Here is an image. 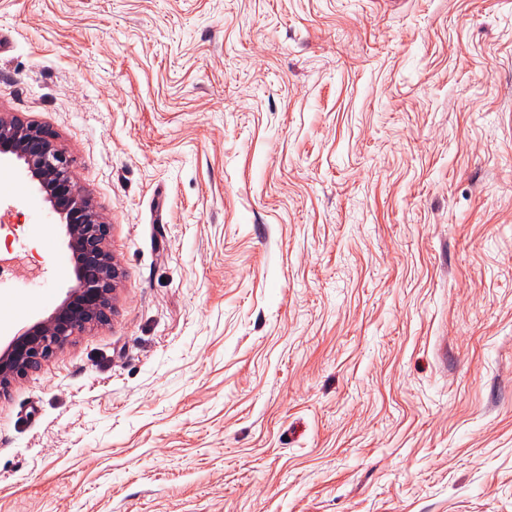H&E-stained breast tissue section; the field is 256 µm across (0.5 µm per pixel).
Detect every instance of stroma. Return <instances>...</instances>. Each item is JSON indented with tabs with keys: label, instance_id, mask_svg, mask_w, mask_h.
<instances>
[{
	"label": "stroma",
	"instance_id": "obj_1",
	"mask_svg": "<svg viewBox=\"0 0 512 512\" xmlns=\"http://www.w3.org/2000/svg\"><path fill=\"white\" fill-rule=\"evenodd\" d=\"M111 224L0 395V512H512V0H0V113ZM0 346L73 285L0 167ZM0 113V154L22 161L26 176L64 228L75 261V284L45 318L19 329L0 350V390L37 368L77 330L109 320L118 267L108 249L106 224L73 180L70 163L44 127Z\"/></svg>",
	"mask_w": 512,
	"mask_h": 512
}]
</instances>
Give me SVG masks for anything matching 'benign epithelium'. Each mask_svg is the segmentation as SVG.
<instances>
[{
  "label": "benign epithelium",
  "instance_id": "1",
  "mask_svg": "<svg viewBox=\"0 0 512 512\" xmlns=\"http://www.w3.org/2000/svg\"><path fill=\"white\" fill-rule=\"evenodd\" d=\"M0 154L23 162L26 176L63 226L75 261V284L45 318L19 329L0 350V390L37 368L78 330L109 320L118 267L108 249L111 225L101 220L73 180L70 163L44 127L0 113Z\"/></svg>",
  "mask_w": 512,
  "mask_h": 512
}]
</instances>
